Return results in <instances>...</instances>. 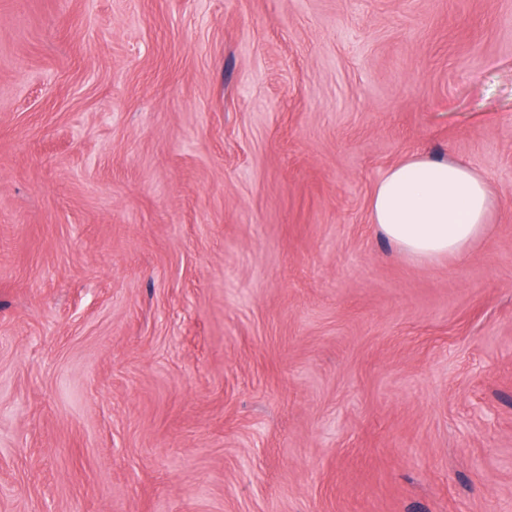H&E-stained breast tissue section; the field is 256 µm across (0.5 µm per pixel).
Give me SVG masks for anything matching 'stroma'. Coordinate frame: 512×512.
<instances>
[{
  "label": "stroma",
  "mask_w": 512,
  "mask_h": 512,
  "mask_svg": "<svg viewBox=\"0 0 512 512\" xmlns=\"http://www.w3.org/2000/svg\"><path fill=\"white\" fill-rule=\"evenodd\" d=\"M0 512H512V0H0ZM494 208L488 177L451 156L407 158L378 180L370 199L372 224L417 262L465 255L486 233Z\"/></svg>",
  "instance_id": "35a3bbf8"
}]
</instances>
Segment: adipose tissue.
<instances>
[{"label":"adipose tissue","mask_w":512,"mask_h":512,"mask_svg":"<svg viewBox=\"0 0 512 512\" xmlns=\"http://www.w3.org/2000/svg\"><path fill=\"white\" fill-rule=\"evenodd\" d=\"M495 208L488 177L463 160L414 155L376 183L370 215L396 251L417 262L460 257L482 238Z\"/></svg>","instance_id":"ef3b65f1"}]
</instances>
